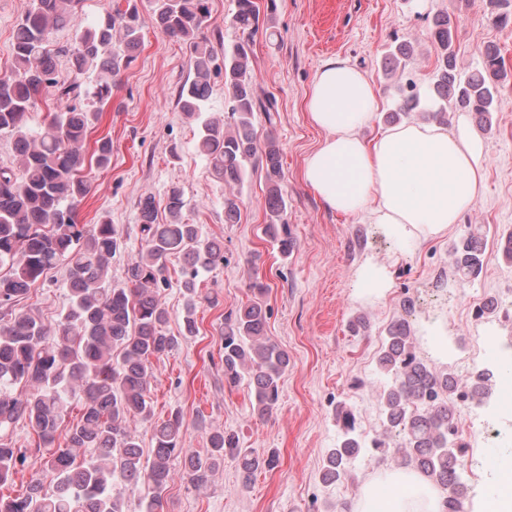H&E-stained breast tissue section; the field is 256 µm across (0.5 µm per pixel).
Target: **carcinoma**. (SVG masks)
Instances as JSON below:
<instances>
[{"label":"carcinoma","instance_id":"obj_1","mask_svg":"<svg viewBox=\"0 0 512 512\" xmlns=\"http://www.w3.org/2000/svg\"><path fill=\"white\" fill-rule=\"evenodd\" d=\"M84 0H32L13 32L10 72L0 76V137L12 139L16 165L0 166V488L15 481L25 462L38 456L41 473L33 475L14 495L0 492V512H128L130 496L148 489L143 512H170L168 489L174 481L173 458L183 457L182 477L195 487L229 458L245 477L275 465L274 456L254 455L238 440L199 419L208 434L204 456L182 447L185 420L181 410L157 425L151 457L132 427L152 415V360L174 351L180 341L197 335L194 314L203 301L216 302L197 288L200 274L224 261V247L202 236L199 225L186 221V200L178 184L166 194L168 222L156 223L150 198L140 202L141 249L127 263L125 281L112 284V258L123 250V234L104 219L80 224L77 211L89 194L88 171L103 169L112 160V141L102 137L94 152L86 141L112 98L113 79L128 67L142 43L144 21L135 5L107 13L79 27ZM209 0H153L151 21L172 39L189 45V77L177 103L198 125L195 148L224 183V218L240 213L236 187L247 165L255 161L264 171V233L288 256L296 247L285 221L281 190V150L268 136L259 140L254 112L276 111L256 90L249 39L224 53L223 65L202 36L210 20ZM256 0H236L233 25L249 32L258 25ZM78 29L68 60L67 75L58 71L48 48L53 32ZM431 37L437 55L436 80L427 91L410 87L398 107L386 116L397 122L421 112L439 124L448 113L473 112L481 128L491 127L497 85L507 77L499 50L488 48L478 66L465 70L457 61L454 26L446 15L434 19ZM404 43L384 57V75L391 78L412 56ZM224 69L231 122L205 115L212 73ZM98 74L93 88L82 87L77 76ZM56 103L41 132L33 134L29 114L42 94ZM182 254L185 315L178 336L165 331L170 314L160 299L167 286L170 256ZM486 259L482 239L470 236L453 247L452 260L460 280L477 279ZM67 266V304L52 324L32 312H16L12 304L24 298L46 272ZM268 312L260 301L242 305L224 316L222 335L224 381L246 383L255 410L265 416L277 410L279 382L288 368V353L265 334ZM387 377L377 401L382 434L368 441L357 433L355 410L336 406L341 439L323 459L322 481L334 484L354 475V461L370 449L381 452L393 431L402 435L391 451L399 467L413 470L443 496V512H462L467 488L458 472L466 446L451 434L458 422L455 404L461 400H490L497 369L477 371L461 385L450 374L432 370L414 352L409 324L387 329L377 359ZM79 417L71 420L73 405ZM23 421L31 440L15 446L12 432ZM65 436V444L58 443Z\"/></svg>","mask_w":512,"mask_h":512}]
</instances>
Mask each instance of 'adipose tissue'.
<instances>
[{
  "mask_svg": "<svg viewBox=\"0 0 512 512\" xmlns=\"http://www.w3.org/2000/svg\"><path fill=\"white\" fill-rule=\"evenodd\" d=\"M379 107L370 77L347 60L318 68L306 109L324 138L305 161L307 185L330 211L367 217L386 236L446 233L484 192L482 142L464 119L452 130L409 123L365 139ZM357 512H439V494L416 472L388 471L365 486Z\"/></svg>",
  "mask_w": 512,
  "mask_h": 512,
  "instance_id": "obj_1",
  "label": "adipose tissue"
}]
</instances>
